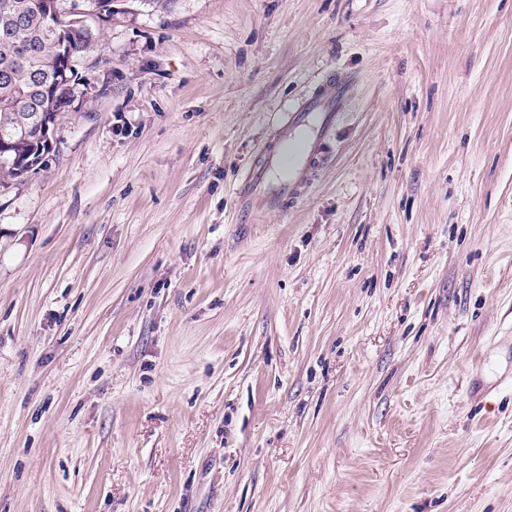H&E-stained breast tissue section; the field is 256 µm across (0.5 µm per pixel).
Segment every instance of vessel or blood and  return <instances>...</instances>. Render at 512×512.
I'll return each instance as SVG.
<instances>
[{"label": "vessel or blood", "mask_w": 512, "mask_h": 512, "mask_svg": "<svg viewBox=\"0 0 512 512\" xmlns=\"http://www.w3.org/2000/svg\"><path fill=\"white\" fill-rule=\"evenodd\" d=\"M338 95L330 99L311 98L291 107L282 114L279 120L281 129L300 124L307 113H316L318 118L317 134L315 138L307 141H293L286 137L278 138L273 152L277 162L283 169L292 173L291 178L284 181L279 187L266 191L262 185L264 181V166H255L248 186L238 191L240 209L238 214L241 223H248L252 214L259 210H275L285 212L292 208L301 196V189L308 180L310 170L321 160V147L323 140L328 136L336 121L343 97L340 93L344 88V79H337Z\"/></svg>", "instance_id": "obj_1"}]
</instances>
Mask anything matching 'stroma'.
I'll return each instance as SVG.
<instances>
[{
	"label": "stroma",
	"instance_id": "35a3bbf8",
	"mask_svg": "<svg viewBox=\"0 0 512 512\" xmlns=\"http://www.w3.org/2000/svg\"><path fill=\"white\" fill-rule=\"evenodd\" d=\"M114 8L0 185V512H512V0ZM345 80L336 78V95L331 99L311 98L294 105L284 112L279 120L280 133L272 148L277 162L293 176L279 187L263 191L265 166L255 165L248 186L239 189L240 209L238 214L242 224H248L254 211L275 210L285 212L292 208L301 196V189L308 180L309 171L320 162L322 142L333 129L336 113L344 97ZM308 112H317L318 124L315 138L308 141H292L284 134L288 127L299 125Z\"/></svg>",
	"mask_w": 512,
	"mask_h": 512
}]
</instances>
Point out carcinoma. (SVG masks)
Returning <instances> with one entry per match:
<instances>
[{
    "label": "carcinoma",
    "instance_id": "cac0c4a2",
    "mask_svg": "<svg viewBox=\"0 0 512 512\" xmlns=\"http://www.w3.org/2000/svg\"><path fill=\"white\" fill-rule=\"evenodd\" d=\"M114 0H0V183L45 161L43 142L21 129L57 126L78 97L79 59L98 50L95 33L74 42L57 17L76 7L102 22Z\"/></svg>",
    "mask_w": 512,
    "mask_h": 512
}]
</instances>
